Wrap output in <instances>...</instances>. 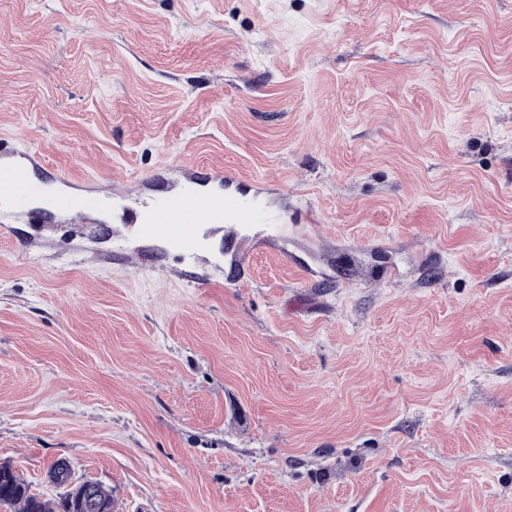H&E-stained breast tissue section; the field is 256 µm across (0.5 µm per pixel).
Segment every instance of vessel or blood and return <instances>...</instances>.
Masks as SVG:
<instances>
[{
  "label": "vessel or blood",
  "mask_w": 512,
  "mask_h": 512,
  "mask_svg": "<svg viewBox=\"0 0 512 512\" xmlns=\"http://www.w3.org/2000/svg\"><path fill=\"white\" fill-rule=\"evenodd\" d=\"M32 156L17 157L0 145V219L21 218L34 224L44 213L79 218L95 210L101 198H78L58 192L48 207H41L42 184L29 177ZM134 232L143 238L162 241L174 251L194 247L202 224H276L280 217L266 209L259 193L243 187L232 172L194 173L181 193L158 194L140 202L129 212Z\"/></svg>",
  "instance_id": "vessel-or-blood-1"
}]
</instances>
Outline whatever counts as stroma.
<instances>
[{"label": "stroma", "mask_w": 512, "mask_h": 512, "mask_svg": "<svg viewBox=\"0 0 512 512\" xmlns=\"http://www.w3.org/2000/svg\"><path fill=\"white\" fill-rule=\"evenodd\" d=\"M0 139L77 196L236 170L182 259L0 227V462L115 512H512V0H0Z\"/></svg>", "instance_id": "35a3bbf8"}]
</instances>
